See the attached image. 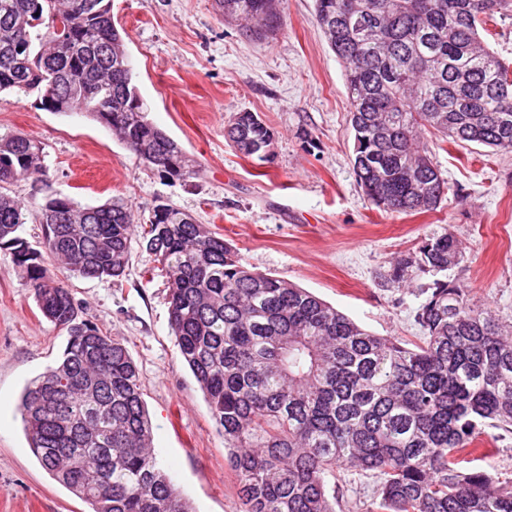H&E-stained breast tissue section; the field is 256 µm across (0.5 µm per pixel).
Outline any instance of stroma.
<instances>
[{
    "mask_svg": "<svg viewBox=\"0 0 512 512\" xmlns=\"http://www.w3.org/2000/svg\"><path fill=\"white\" fill-rule=\"evenodd\" d=\"M283 27L252 40L225 23L213 0H112L126 33L133 82L148 117L197 162L191 178L153 171L100 123L42 109L36 95L0 94V132L21 133L45 154L46 180L7 185L29 209L46 191L98 206L123 198L135 223L169 204L224 236L240 262L296 283L379 336L416 343L426 276L384 288L398 255L435 232L453 234L465 262L444 277L496 317L512 320V154L427 143L448 181L437 210L397 214L371 205L352 172L344 65L327 46L314 0H280ZM254 112L273 132L268 160L224 137L232 113ZM51 271L85 318L121 341L140 371L153 452L194 512H242L224 433L175 346L169 288L155 257L132 244L119 279ZM67 333L48 320L23 271L0 249V512H89L32 454L18 412L25 386L61 357Z\"/></svg>",
    "mask_w": 512,
    "mask_h": 512,
    "instance_id": "35a3bbf8",
    "label": "stroma"
}]
</instances>
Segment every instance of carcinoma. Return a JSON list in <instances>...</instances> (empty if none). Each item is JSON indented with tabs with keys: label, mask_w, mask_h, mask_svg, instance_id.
Returning a JSON list of instances; mask_svg holds the SVG:
<instances>
[{
	"label": "carcinoma",
	"mask_w": 512,
	"mask_h": 512,
	"mask_svg": "<svg viewBox=\"0 0 512 512\" xmlns=\"http://www.w3.org/2000/svg\"><path fill=\"white\" fill-rule=\"evenodd\" d=\"M0 0V92L39 95L45 110L105 124L166 178L196 161L132 103L133 64L112 0ZM512 0H315L329 48L345 67L354 132L352 169L371 204L436 210L448 182L422 136L512 153V69L481 38ZM66 20L50 32V13ZM231 21L266 40L279 0H224ZM224 136L252 157L273 133L254 112ZM43 148L0 134V184L44 175ZM29 213L0 194V249L24 268L40 310L66 330L60 360L32 380L20 413L41 466L90 512H192L159 466L139 370L126 347L79 318L65 281L17 235ZM45 251L82 277L118 279L135 234L118 199L84 206L50 195L33 216ZM141 244L170 289L169 319L239 479L243 512H335L336 476H370L369 512H512V486L478 464L473 443L512 429V325L436 279L412 346L378 336L304 288L249 269L232 246L186 211L154 208ZM451 233H434L384 274L400 288L461 264Z\"/></svg>",
	"instance_id": "obj_1"
}]
</instances>
